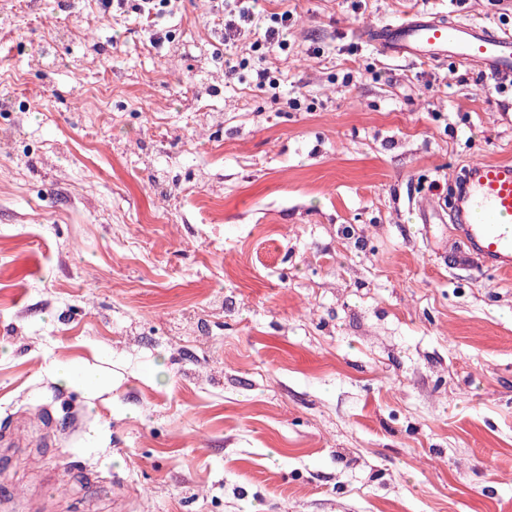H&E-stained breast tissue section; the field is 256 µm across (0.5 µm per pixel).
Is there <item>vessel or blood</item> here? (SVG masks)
I'll use <instances>...</instances> for the list:
<instances>
[{
	"mask_svg": "<svg viewBox=\"0 0 512 512\" xmlns=\"http://www.w3.org/2000/svg\"><path fill=\"white\" fill-rule=\"evenodd\" d=\"M391 59L474 68L512 81V29L456 20L424 10L362 32ZM452 240L464 243L490 271L512 272V160L466 168L448 208Z\"/></svg>",
	"mask_w": 512,
	"mask_h": 512,
	"instance_id": "obj_1",
	"label": "vessel or blood"
}]
</instances>
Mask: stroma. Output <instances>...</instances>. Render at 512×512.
<instances>
[{
	"mask_svg": "<svg viewBox=\"0 0 512 512\" xmlns=\"http://www.w3.org/2000/svg\"><path fill=\"white\" fill-rule=\"evenodd\" d=\"M417 8L512 26L0 0V512H512V274L421 222L512 159V89L357 36ZM273 22L276 25L269 26L264 34V42L268 50H273L275 47L285 51L288 49V41L284 36L288 35V21L290 20V12H284L278 16H272Z\"/></svg>",
	"mask_w": 512,
	"mask_h": 512,
	"instance_id": "obj_1",
	"label": "stroma"
}]
</instances>
